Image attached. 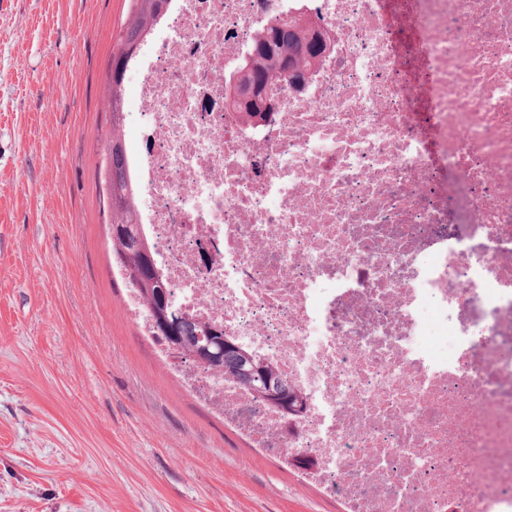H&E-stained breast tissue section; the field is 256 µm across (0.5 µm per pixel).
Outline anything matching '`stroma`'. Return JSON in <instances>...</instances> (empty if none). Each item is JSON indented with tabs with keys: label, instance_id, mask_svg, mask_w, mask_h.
Returning a JSON list of instances; mask_svg holds the SVG:
<instances>
[{
	"label": "stroma",
	"instance_id": "35a3bbf8",
	"mask_svg": "<svg viewBox=\"0 0 512 512\" xmlns=\"http://www.w3.org/2000/svg\"><path fill=\"white\" fill-rule=\"evenodd\" d=\"M133 0H0V512H341L129 316L99 172Z\"/></svg>",
	"mask_w": 512,
	"mask_h": 512
}]
</instances>
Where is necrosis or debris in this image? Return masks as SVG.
Returning a JSON list of instances; mask_svg holds the SVG:
<instances>
[{
    "label": "necrosis or debris",
    "instance_id": "necrosis-or-debris-1",
    "mask_svg": "<svg viewBox=\"0 0 512 512\" xmlns=\"http://www.w3.org/2000/svg\"><path fill=\"white\" fill-rule=\"evenodd\" d=\"M334 35L273 124L213 109L274 15ZM139 223L175 308L304 396L162 355L343 512H512V0H170L137 72ZM288 381L280 379L278 381H267L263 385V392L265 394V402L268 405H275L279 408L282 413H288L292 411L291 405L288 404V389L285 385H288Z\"/></svg>",
    "mask_w": 512,
    "mask_h": 512
}]
</instances>
